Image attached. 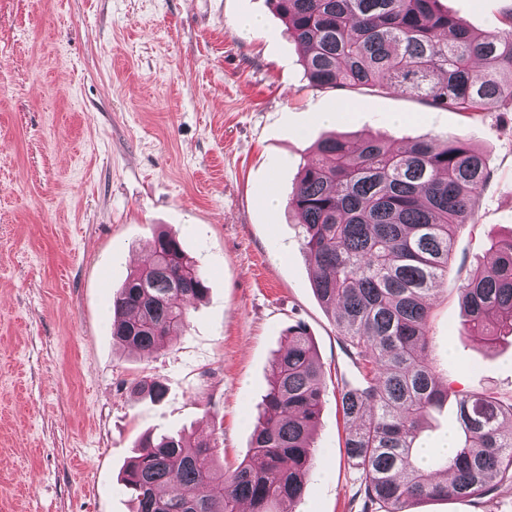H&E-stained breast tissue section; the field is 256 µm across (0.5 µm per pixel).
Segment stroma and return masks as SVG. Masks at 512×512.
I'll list each match as a JSON object with an SVG mask.
<instances>
[{
	"label": "stroma",
	"instance_id": "35a3bbf8",
	"mask_svg": "<svg viewBox=\"0 0 512 512\" xmlns=\"http://www.w3.org/2000/svg\"><path fill=\"white\" fill-rule=\"evenodd\" d=\"M477 32L512 0H441ZM261 26L241 30L238 18ZM270 0H0V512H132L120 475L147 433L215 432L247 456L271 364L302 322L324 369L315 468L275 512H361L336 405L359 371L311 288L287 206L329 129L391 143L459 134L492 173L432 298L440 382L512 401V337L464 328L459 289L512 234V112L464 119L416 97L310 86ZM338 112L335 126L322 113ZM279 199L266 204L268 193ZM161 226L206 273L184 329L152 355L112 338V299ZM159 378V402L133 380ZM409 512H512V485Z\"/></svg>",
	"mask_w": 512,
	"mask_h": 512
}]
</instances>
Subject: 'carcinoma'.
I'll list each match as a JSON object with an SVG mask.
<instances>
[{
  "label": "carcinoma",
  "instance_id": "1",
  "mask_svg": "<svg viewBox=\"0 0 512 512\" xmlns=\"http://www.w3.org/2000/svg\"><path fill=\"white\" fill-rule=\"evenodd\" d=\"M438 2L271 0L313 87L407 93L466 117L492 106L511 111L512 8L495 30L476 33ZM490 179L482 154L458 136L395 151L379 136L353 144L333 131L317 141L288 199L301 217L312 289L360 369V382L344 384L337 403L347 459L362 475L363 512L481 498L493 477L512 482V403L480 394L455 399L453 454L410 463L428 418L450 396L429 360V300ZM150 251L119 289L112 320V337L146 354L177 335L185 302L208 291L176 234L159 232ZM493 252L492 270H475L460 288L470 331L490 340L512 332V236ZM323 378L306 328L288 326L244 462L216 478L214 436L146 435L121 477L135 512H241L244 503L271 512L274 502L297 500L313 467ZM131 391L160 401L166 386L142 379ZM442 473L448 482L435 479Z\"/></svg>",
  "mask_w": 512,
  "mask_h": 512
}]
</instances>
